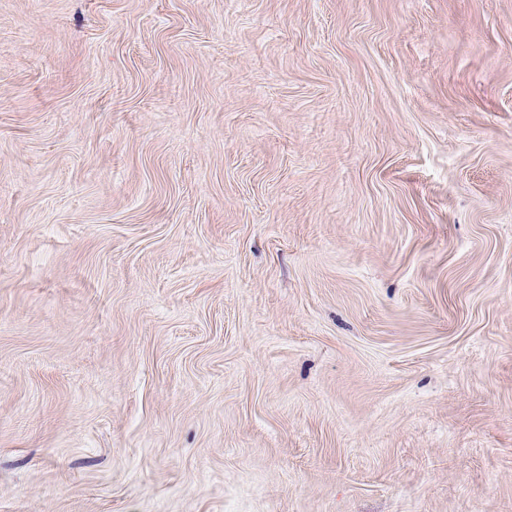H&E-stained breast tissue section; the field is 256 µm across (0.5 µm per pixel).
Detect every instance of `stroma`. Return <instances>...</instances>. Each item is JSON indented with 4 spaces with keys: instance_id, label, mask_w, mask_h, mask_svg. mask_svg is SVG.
<instances>
[{
    "instance_id": "35a3bbf8",
    "label": "stroma",
    "mask_w": 512,
    "mask_h": 512,
    "mask_svg": "<svg viewBox=\"0 0 512 512\" xmlns=\"http://www.w3.org/2000/svg\"><path fill=\"white\" fill-rule=\"evenodd\" d=\"M0 512H512V0H0Z\"/></svg>"
}]
</instances>
